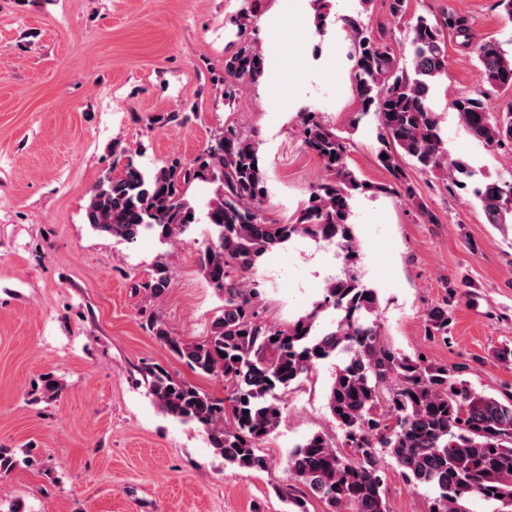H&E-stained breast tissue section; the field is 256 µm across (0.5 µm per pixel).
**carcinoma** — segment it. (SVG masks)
<instances>
[{
    "instance_id": "1",
    "label": "carcinoma",
    "mask_w": 512,
    "mask_h": 512,
    "mask_svg": "<svg viewBox=\"0 0 512 512\" xmlns=\"http://www.w3.org/2000/svg\"><path fill=\"white\" fill-rule=\"evenodd\" d=\"M330 8V0H313L321 36ZM232 23L237 40L224 56L223 72L211 76L223 87L229 107L242 84L256 85L266 74L264 54L248 33L249 11L242 9ZM343 23L354 49L351 81L358 118L375 116L376 158L392 176V182L375 190L403 197L434 224L437 216L405 177L401 160L411 159L422 172H443L459 186L472 177L465 161L448 159L432 106L434 82L446 71L447 34L473 50L481 81L480 89L453 99L452 108L473 139L510 152L512 107L491 112L489 102L512 91V51L497 38L477 37L468 19L454 11L440 21L420 16L411 29L408 69L389 44L374 37L362 15ZM190 120L187 112H168L151 123ZM301 137L326 175L287 219L267 213L259 140L239 124L215 130L189 161L173 156L146 170L129 155L119 173L106 172L89 190L85 222L107 237L135 243L151 236L171 246L192 226L202 221L209 226L199 265L224 302L222 314L196 341L171 335L154 317L147 326L193 372L223 378L230 391L220 397L158 364H146L141 375L150 395L165 413L204 430L225 464L264 471L268 458L262 443L280 424L283 395L320 363L339 357L327 406L342 442L316 433L289 452L294 483L283 496L287 512H308L312 496L327 512H387L381 449L408 482L434 490L430 512H466L463 502L473 497L493 505V512H512V394L479 393L461 370L412 358L383 341L377 294L350 268L356 258L351 202L368 186L348 165L347 139L317 113H301ZM195 183L212 189L203 213L188 200ZM472 194L488 223L512 224L511 180L479 182ZM295 237L336 246L349 268L327 283L308 315L281 329L260 316L261 285L252 275L261 256ZM171 280V266L163 258L154 263L142 288L159 298ZM450 321L446 300L425 315L429 334L443 340ZM30 462L28 456L20 460L14 450L0 448V475Z\"/></svg>"
}]
</instances>
